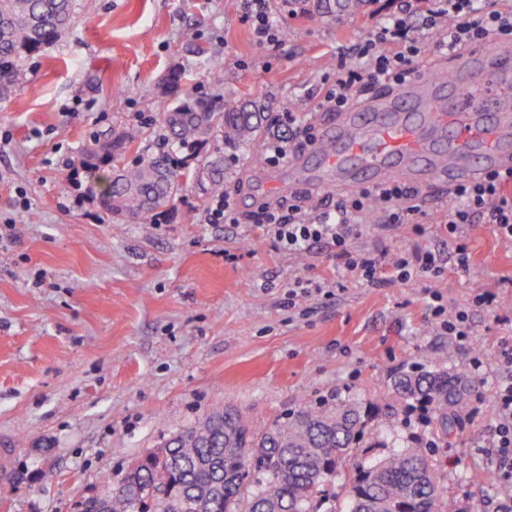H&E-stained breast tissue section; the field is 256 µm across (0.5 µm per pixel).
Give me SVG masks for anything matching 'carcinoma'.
<instances>
[{
  "label": "carcinoma",
  "mask_w": 512,
  "mask_h": 512,
  "mask_svg": "<svg viewBox=\"0 0 512 512\" xmlns=\"http://www.w3.org/2000/svg\"><path fill=\"white\" fill-rule=\"evenodd\" d=\"M76 0H0V95L18 82L27 57L56 43L76 18ZM369 0H317L328 14H355ZM266 128L265 107L256 100L217 115L202 102L183 97L163 113L160 130L179 146L196 143L210 131L228 143L256 141ZM141 131L93 138L71 181L111 217L158 215L178 199L194 178L211 196L224 194V153L215 151L191 167L176 151L144 156L112 170V163L138 146ZM471 381L462 371L434 364L411 366L391 376L386 407L427 411L431 439L407 442L385 458L361 464L359 454L380 445L372 426L379 406L341 402L303 406L269 424L252 422L240 409L219 407L172 433L156 453L140 456L137 478L112 490L102 503L92 494L73 503L72 512H321L336 477L350 470L344 488L347 512H445L435 448L465 413ZM255 487L244 497L246 487Z\"/></svg>",
  "instance_id": "cac0c4a2"
}]
</instances>
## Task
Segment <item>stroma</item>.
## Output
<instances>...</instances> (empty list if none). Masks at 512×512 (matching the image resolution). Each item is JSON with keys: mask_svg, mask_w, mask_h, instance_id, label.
Returning a JSON list of instances; mask_svg holds the SVG:
<instances>
[{"mask_svg": "<svg viewBox=\"0 0 512 512\" xmlns=\"http://www.w3.org/2000/svg\"><path fill=\"white\" fill-rule=\"evenodd\" d=\"M269 8L287 34L279 45L256 42L243 0H96L0 98V448L24 473L0 512H71L103 475L215 407L267 424L304 405L381 397L395 369L439 357L472 381L468 411L436 450L447 512H498L504 491L480 475L501 351L512 345V244L492 225L466 226L462 269L437 198L419 195L424 235L370 221L362 239L391 253L431 249L440 275L386 273L367 285L340 276L327 244L292 256L266 239L261 204L289 194L287 169L252 165L262 143L211 135L195 153L223 151L237 225L210 223V199L193 181L151 224L107 217L69 180L102 132L142 131L124 165L162 149L159 119L175 103L162 84L174 69L182 95L213 112L261 99L276 133L283 108L331 83L340 48L396 5L372 0L357 15H302L287 0ZM298 282L309 290L289 300ZM433 292L447 310L468 307L471 345L436 323ZM480 293L493 303L473 306Z\"/></svg>", "mask_w": 512, "mask_h": 512, "instance_id": "35a3bbf8", "label": "stroma"}]
</instances>
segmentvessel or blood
Masks as SVG:
<instances>
[{
  "label": "vessel or blood",
  "mask_w": 512,
  "mask_h": 512,
  "mask_svg": "<svg viewBox=\"0 0 512 512\" xmlns=\"http://www.w3.org/2000/svg\"><path fill=\"white\" fill-rule=\"evenodd\" d=\"M289 187L322 192L403 182L422 192L512 170V45L475 50L337 114L287 162Z\"/></svg>",
  "instance_id": "b4317fda"
}]
</instances>
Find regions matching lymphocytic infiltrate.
Segmentation results:
<instances>
[{
    "instance_id": "1",
    "label": "lymphocytic infiltrate",
    "mask_w": 512,
    "mask_h": 512,
    "mask_svg": "<svg viewBox=\"0 0 512 512\" xmlns=\"http://www.w3.org/2000/svg\"><path fill=\"white\" fill-rule=\"evenodd\" d=\"M411 8L410 0H404L400 13L375 25L354 47L339 52L336 77L324 93L322 107L340 112L361 90L399 86L416 74L415 59L430 52L448 56L468 46L512 41V8L486 10L478 0H433L426 19L418 26L405 19ZM417 194V189L405 184L361 187L340 196L331 212L317 210L303 195L286 206L266 202L261 206L264 231L275 244L295 254L306 252L316 243L335 247L347 273L369 284L376 283L387 268L404 282L423 273L435 277L441 267L432 251L391 256L352 245L366 214L379 215L388 225L404 223L406 216L415 212L410 202ZM478 218L494 225L498 237L512 244L511 177L493 173L483 182L449 191L444 216L447 233L461 234L465 225ZM499 381L489 462L499 479L512 484L511 348L502 353Z\"/></svg>"
}]
</instances>
